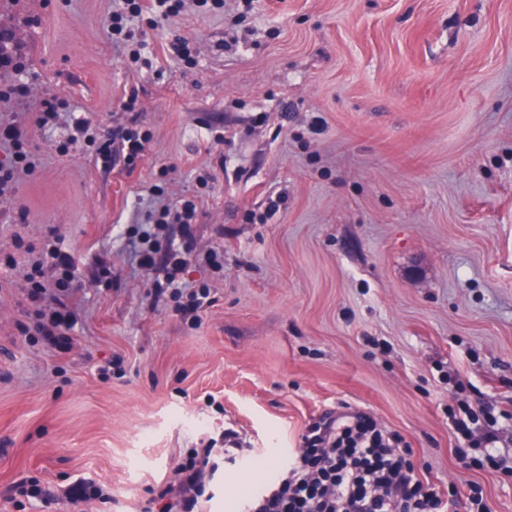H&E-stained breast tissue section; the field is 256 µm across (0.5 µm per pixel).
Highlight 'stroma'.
<instances>
[{
	"label": "stroma",
	"instance_id": "stroma-1",
	"mask_svg": "<svg viewBox=\"0 0 512 512\" xmlns=\"http://www.w3.org/2000/svg\"><path fill=\"white\" fill-rule=\"evenodd\" d=\"M185 2L157 23L128 0H0L23 45L0 89L31 90L0 99L27 130L0 145V512H147L228 430L242 450L211 457L204 510L241 512L345 405L403 435L419 477L512 512V480L460 460L447 414L454 377L512 455V0ZM75 119L92 139L70 144ZM119 127L146 139L136 161ZM187 203L213 260L159 296L132 245L165 220V260ZM52 241L75 264L65 350L8 264ZM84 478L111 503L74 501Z\"/></svg>",
	"mask_w": 512,
	"mask_h": 512
}]
</instances>
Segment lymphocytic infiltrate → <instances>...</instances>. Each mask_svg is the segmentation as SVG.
Returning <instances> with one entry per match:
<instances>
[{
	"label": "lymphocytic infiltrate",
	"mask_w": 512,
	"mask_h": 512,
	"mask_svg": "<svg viewBox=\"0 0 512 512\" xmlns=\"http://www.w3.org/2000/svg\"><path fill=\"white\" fill-rule=\"evenodd\" d=\"M73 318L68 301L52 293L35 328L56 342L71 329ZM482 414L464 399L449 404L451 425L469 437L459 454L477 466L512 476V460L496 453L493 436H472ZM212 452L209 446L197 448L175 459V480L159 494L162 512H198L206 496L201 464ZM411 454L400 434L381 430L369 415L339 414L307 436L283 476L252 497L247 512H399L403 501L411 503L410 512H455L462 500L469 502L471 512H491L478 483L467 480L439 490L418 478Z\"/></svg>",
	"instance_id": "1"
}]
</instances>
